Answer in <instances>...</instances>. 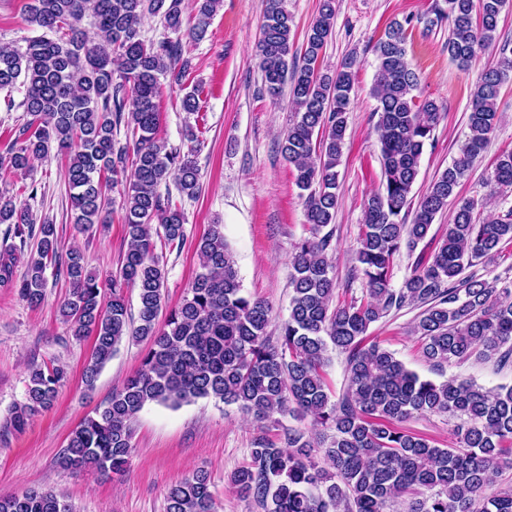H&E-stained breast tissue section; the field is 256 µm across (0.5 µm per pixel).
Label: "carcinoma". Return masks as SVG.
Wrapping results in <instances>:
<instances>
[{
    "label": "carcinoma",
    "instance_id": "cac0c4a2",
    "mask_svg": "<svg viewBox=\"0 0 512 512\" xmlns=\"http://www.w3.org/2000/svg\"><path fill=\"white\" fill-rule=\"evenodd\" d=\"M222 0H196L189 32L203 35ZM433 26L448 22V55L461 66L496 39L500 14L512 0H443ZM91 16L99 39L80 22ZM158 16L165 31L181 32L182 0H29L25 22L42 34L25 49L0 46V90L20 83L29 119L0 152V171L25 172L52 148L67 156L69 199L77 228L107 230L108 190L124 178L123 221L127 248L119 271L102 293L80 250H63L55 225L36 218L0 191V224L19 244L0 247V287L13 289L31 307L45 300L46 270L70 285L60 313L80 340L93 337L83 371L89 388L125 339L149 341L138 370L71 433L60 467L72 473H119L134 452L133 423L148 404L178 408L215 398L262 421L274 413L333 431L315 440L288 427L275 440L260 437L250 461L231 477L236 492L267 512H512V488L492 490L490 476L512 467V386L486 389L452 376L422 379L393 353L364 344L370 326L392 312L422 308L413 332L426 361L442 372L473 355L512 365V284L487 280L467 269L493 262L512 243V210L480 217L473 200L452 212L446 234L428 256L416 259L402 287L391 285L395 257L414 250L437 216L457 199L470 163L486 147L497 120L496 101L512 78V55L490 65L475 86L468 133L459 158L421 193L411 207L426 143L440 107L418 99V76L406 57V31L413 18L395 20L374 46L378 61L372 87L380 133L383 182L364 202L356 252L366 285L363 299L332 304L337 167L352 103L355 62L330 72L320 60L332 34L336 0H319L304 51L291 44L292 18L281 0H268L257 52L264 86L272 97L289 93L295 119L281 153L306 192L308 235L294 247L288 319L268 336L269 307L242 293L224 225L210 224L196 245L199 268L182 301L158 327L164 307L166 268L155 238L182 248L183 212L158 187L174 177L181 193L199 190L191 154L157 138L161 79L182 84L189 63L179 41L163 35L146 41L142 20ZM126 122L133 147H116L114 129ZM494 180L512 186V151L501 155ZM36 240L26 271L13 270L28 242ZM136 291L138 310L128 309ZM346 354L348 385L332 402L324 377L329 347ZM68 380L63 365L32 368L25 402L9 414L22 431L52 408ZM446 414L455 421L457 446L440 448L402 427L414 415ZM0 512H73L49 489L0 495ZM166 512H214L210 475L197 470L174 485Z\"/></svg>",
    "mask_w": 512,
    "mask_h": 512
}]
</instances>
